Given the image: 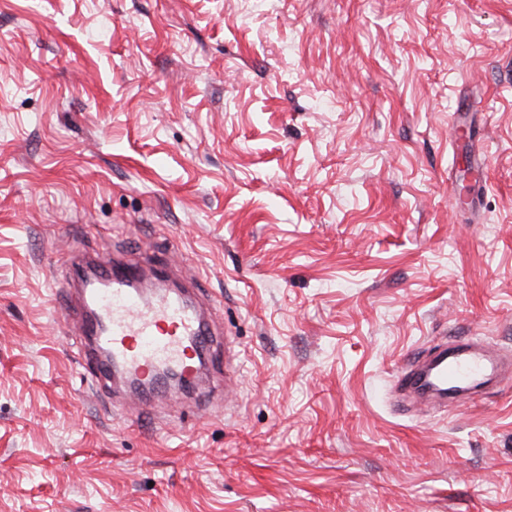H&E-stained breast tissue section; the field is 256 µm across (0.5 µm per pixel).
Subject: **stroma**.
Listing matches in <instances>:
<instances>
[{"mask_svg":"<svg viewBox=\"0 0 512 512\" xmlns=\"http://www.w3.org/2000/svg\"><path fill=\"white\" fill-rule=\"evenodd\" d=\"M106 249L211 300L237 387L92 386ZM474 338L512 361V0H0V512H512V372L396 388Z\"/></svg>","mask_w":512,"mask_h":512,"instance_id":"stroma-1","label":"stroma"}]
</instances>
